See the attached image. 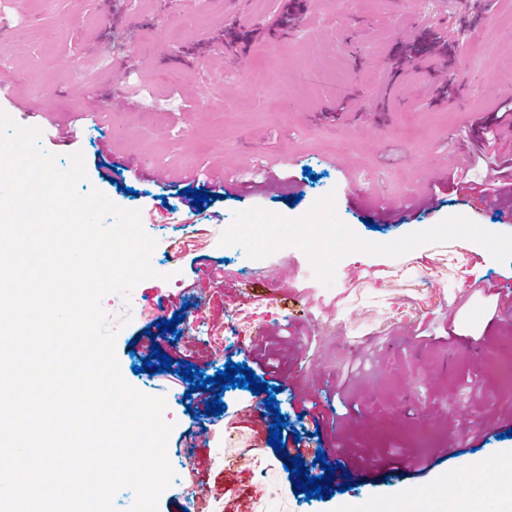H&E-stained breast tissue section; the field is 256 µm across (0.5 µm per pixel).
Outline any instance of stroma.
<instances>
[{"instance_id":"1","label":"stroma","mask_w":512,"mask_h":512,"mask_svg":"<svg viewBox=\"0 0 512 512\" xmlns=\"http://www.w3.org/2000/svg\"><path fill=\"white\" fill-rule=\"evenodd\" d=\"M285 0H0V84L12 100L0 110L39 128L42 147L65 169L82 153L80 193L99 190L115 205L141 213L155 239V277L138 283L139 300L117 327L123 378L166 399L164 419L189 424L173 374L144 380L130 344L157 315H184L181 335L162 333L161 347L178 359V339L202 340L199 368L223 369L225 346L236 361L250 342L291 324L295 341L277 377L282 416L293 419L292 393L323 402L343 369L365 361L354 387L359 412L328 430L342 443L357 480L346 492L307 500L295 492L285 456L268 443L267 423L248 390L223 391L228 407L206 447L169 454L176 477L158 512H432L429 489L447 491L460 473L512 457V438L494 422L512 417V314L496 313L498 291L512 284V223L489 208L457 200L455 191L429 215L402 211L427 193L466 151L478 149L495 109L512 99V0H306L286 38H255L246 53L224 46V29L250 30L276 16ZM456 47L462 87L451 105L429 107L446 63L428 57L398 82L388 77L396 42L422 29ZM347 100L349 117L325 115ZM98 112L93 124L86 110ZM76 125L73 142L56 125ZM111 133L110 151L99 139ZM144 176H134L136 168ZM311 175H304V168ZM200 179L216 172L243 184L269 175L291 180L301 199L262 194L242 203L232 193L193 212L181 199L184 170ZM335 203L332 212L324 201ZM398 207L380 217L378 208ZM479 228H472V221ZM249 222L247 237L225 244L224 227ZM261 224L297 238L312 224H344L370 241L337 248L331 277L308 272L305 252L280 249L253 261ZM230 280L206 295L185 293L193 279L184 241ZM222 324L223 337L211 327ZM436 344L419 343V330ZM428 410L430 425L418 421ZM472 445L448 449L450 439ZM405 458L393 464L389 452ZM425 453L431 470L415 474L410 456ZM233 488L237 501L224 500Z\"/></svg>"}]
</instances>
